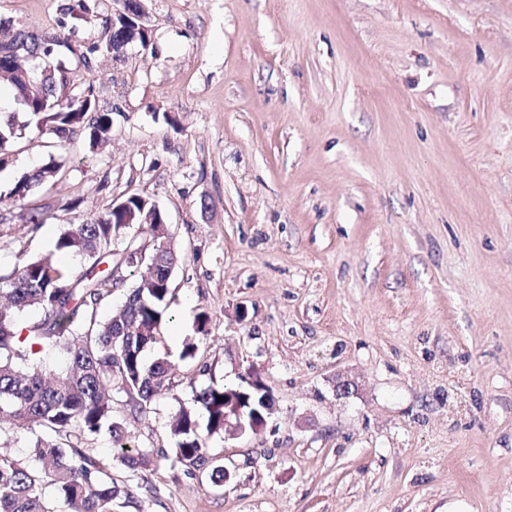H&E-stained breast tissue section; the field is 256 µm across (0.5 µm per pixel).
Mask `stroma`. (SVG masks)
Instances as JSON below:
<instances>
[{
	"label": "stroma",
	"mask_w": 512,
	"mask_h": 512,
	"mask_svg": "<svg viewBox=\"0 0 512 512\" xmlns=\"http://www.w3.org/2000/svg\"><path fill=\"white\" fill-rule=\"evenodd\" d=\"M68 2L0 0V27L105 44L118 0L67 24ZM144 7L148 47L71 64L110 142L28 133L0 168L4 195L60 165L0 224V277L148 195L182 261L146 353L169 389L142 416L112 395L130 446L174 448L180 406L252 370L277 411L208 438L220 486L171 457L129 471L88 436L132 492L116 512H512V0ZM340 374L358 392L337 396ZM59 167V163L50 161V163L34 170L32 173L23 175L9 191L8 198L13 204L21 206L35 187L43 185L44 179L45 181L49 179L50 182L55 179Z\"/></svg>",
	"instance_id": "1"
}]
</instances>
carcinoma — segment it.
<instances>
[{"mask_svg": "<svg viewBox=\"0 0 512 512\" xmlns=\"http://www.w3.org/2000/svg\"><path fill=\"white\" fill-rule=\"evenodd\" d=\"M38 59L52 72L42 99L30 107L19 90L12 92L17 110L0 112V165L7 162L10 148L25 132L48 134L54 143L74 134L86 133L94 145L112 129V117L96 111L92 86L71 91L60 103L62 88L70 74L68 38L61 34L44 36L37 42ZM112 52V41L91 46L80 57L84 69L93 67L96 56ZM59 163L52 161L23 175L9 191V199L20 206L30 192L45 180H54ZM122 216L110 210L73 224L58 237L55 248L82 259L88 267L74 271L44 260L22 259L12 273L0 277V420L12 419L36 424L40 432L30 442V461L23 464L0 454V512H57L62 504L68 512H113L116 499L130 495L112 478V470L76 442L85 435L107 433L120 451L119 461L132 472L146 468L153 456L167 458L164 451L129 450L123 443V425L114 419L112 390L129 399L136 415L150 412L165 387L170 362L157 358L149 362L144 352L157 343L156 336H138L140 322L155 325L160 332L166 322L171 288H147L140 276L125 295L117 316L128 331L116 335L115 318H98L100 306L112 298L126 279H112V269L121 255L112 252L113 236L125 239L129 227ZM153 251L159 260H180L172 239L157 241ZM102 263L105 270H98ZM42 310L40 321L17 330L18 316L26 309ZM64 350L65 365L50 381L43 377L45 358ZM224 387L201 389L189 406H181L169 432L176 441L175 460L198 470L211 469L212 483H224V467L214 464L203 435L224 432Z\"/></svg>", "mask_w": 512, "mask_h": 512, "instance_id": "cac0c4a2", "label": "carcinoma"}]
</instances>
